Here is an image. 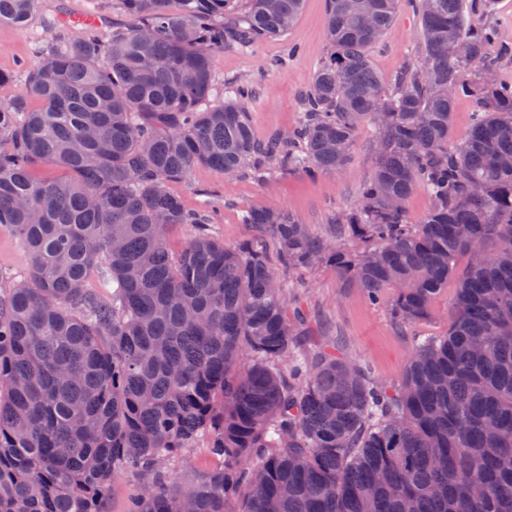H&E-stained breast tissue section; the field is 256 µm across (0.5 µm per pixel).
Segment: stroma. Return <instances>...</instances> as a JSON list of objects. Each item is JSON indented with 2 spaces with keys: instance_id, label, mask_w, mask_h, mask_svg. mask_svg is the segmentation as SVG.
<instances>
[{
  "instance_id": "1",
  "label": "stroma",
  "mask_w": 512,
  "mask_h": 512,
  "mask_svg": "<svg viewBox=\"0 0 512 512\" xmlns=\"http://www.w3.org/2000/svg\"><path fill=\"white\" fill-rule=\"evenodd\" d=\"M88 0H39V8L26 29L0 23V70L10 73L15 88H22L27 72L40 58L33 50L47 39L44 18L84 14ZM326 0H305L303 10L288 35L238 51L229 49L216 56L214 71L219 84L244 82L254 87L251 118L257 137L265 138L293 128L301 117V93L313 77L317 63L327 54ZM420 41L419 21L410 0L400 8L385 38L371 50L377 72L393 79L410 59ZM376 130L363 123L353 147V160L346 173L309 179L298 173L281 174L271 180L246 174L227 177L223 172L196 168L189 180L175 184L189 208L212 211L211 232L226 244L256 242L271 263H278V246L260 237L243 216L257 207H284L296 213L319 234L334 232L335 211L353 206L360 184L372 172L371 146ZM282 279L296 283V308L308 334L303 345L335 342L349 359L369 366L378 381L395 380L403 367L413 338L389 320L384 308L369 305L361 289L343 282L325 267L305 271L285 270Z\"/></svg>"
}]
</instances>
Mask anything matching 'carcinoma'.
<instances>
[{"instance_id": "1", "label": "carcinoma", "mask_w": 512, "mask_h": 512, "mask_svg": "<svg viewBox=\"0 0 512 512\" xmlns=\"http://www.w3.org/2000/svg\"><path fill=\"white\" fill-rule=\"evenodd\" d=\"M116 2L131 27L40 46L20 90L0 72V229L27 257L26 281L0 289V512H105L123 472L128 512H181L186 496L195 512H512V84L484 79L512 49L468 14L494 0H418L421 52L388 83L369 49L398 0H327L330 53L302 119L266 140L252 90L220 89L213 59L284 36L303 0ZM38 3L0 0V23L27 26ZM463 96L475 112L457 141ZM366 121L373 171L333 237L283 207L244 223L415 336L389 384L300 348L265 254L225 245L168 189L199 166L340 174ZM42 163L70 177L40 180ZM175 224L193 228L177 254ZM95 269L110 295L86 286ZM451 281L448 329L417 332ZM202 436L217 464L195 484L167 477Z\"/></svg>"}]
</instances>
